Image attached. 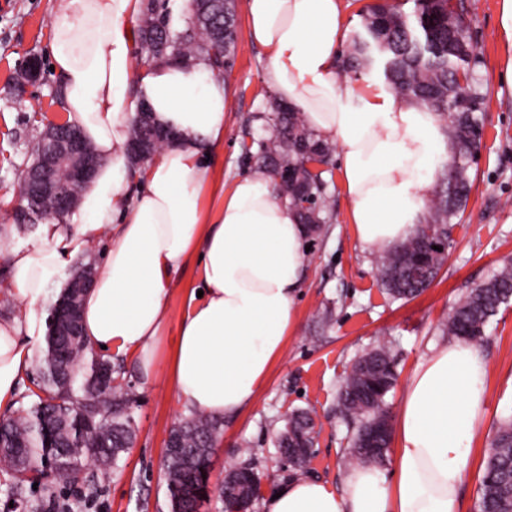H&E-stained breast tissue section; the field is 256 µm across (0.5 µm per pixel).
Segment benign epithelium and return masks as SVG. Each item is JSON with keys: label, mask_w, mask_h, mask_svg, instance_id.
Masks as SVG:
<instances>
[{"label": "benign epithelium", "mask_w": 512, "mask_h": 512, "mask_svg": "<svg viewBox=\"0 0 512 512\" xmlns=\"http://www.w3.org/2000/svg\"><path fill=\"white\" fill-rule=\"evenodd\" d=\"M22 81L18 92H24L27 86L41 81V62L35 55L28 56L21 65ZM172 135L163 128L156 129L150 144L129 143V153L144 156L152 152L158 144L171 139ZM99 165V157L94 148L68 124L59 118L49 120L40 137L35 160L23 166L19 172L18 207L21 211L43 217V208L39 206L45 199L51 203V216L58 219L68 217L76 208L80 194L92 179ZM96 276L90 264L81 266L67 282V287L86 291ZM53 312L57 321L64 327L76 332L78 305L65 296L54 304Z\"/></svg>", "instance_id": "1"}]
</instances>
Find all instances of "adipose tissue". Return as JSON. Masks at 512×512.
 Masks as SVG:
<instances>
[{
  "instance_id": "adipose-tissue-1",
  "label": "adipose tissue",
  "mask_w": 512,
  "mask_h": 512,
  "mask_svg": "<svg viewBox=\"0 0 512 512\" xmlns=\"http://www.w3.org/2000/svg\"><path fill=\"white\" fill-rule=\"evenodd\" d=\"M141 0H58L49 51L64 110L102 162L85 187L80 221L49 216L35 244L7 246L12 292L28 312L0 319V401L14 396L30 364L24 342L44 336L36 309L71 260L107 238L103 267L85 295L87 348L136 353L145 376L170 305L183 312L168 370L178 398L215 418L255 401L298 328L307 228L260 174L237 177L216 205L206 157L224 141L227 91L210 68L159 61L135 68L134 20ZM248 39L268 56L269 85L297 106L305 124L336 142L341 183L357 241L383 252L412 234L452 145L435 115L370 78L339 81L344 39L339 0H246ZM176 133L135 182H127L128 124L137 99ZM198 259V287L174 277ZM487 362L467 341L435 349L408 380L397 422L392 479L369 466L347 475L343 491L315 479L279 483L264 512H462L460 486L476 465Z\"/></svg>"
}]
</instances>
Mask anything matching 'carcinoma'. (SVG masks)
Segmentation results:
<instances>
[{"label": "carcinoma", "instance_id": "carcinoma-1", "mask_svg": "<svg viewBox=\"0 0 512 512\" xmlns=\"http://www.w3.org/2000/svg\"><path fill=\"white\" fill-rule=\"evenodd\" d=\"M413 11L376 4L363 15L361 30L352 37L342 61L346 73L368 74L378 68L398 96L448 118L444 132L453 144L448 165L436 173L427 217L416 231L380 257L379 280L395 301L419 296L433 283L446 261L434 246L450 237L460 223L472 187L470 168L482 131L479 93L470 67L472 43H462L448 29V0H412ZM197 14L193 26L186 14L174 9L171 0H142L136 20L134 56L136 65L152 61L205 62L212 70L230 75L235 64L239 31L236 0H197L189 6ZM466 81L469 110L448 117V100L457 96V77ZM272 128L269 137L247 142L251 126L241 138L242 153L253 162L255 172L269 177L280 196L294 204L305 194L312 202L299 210L309 235L322 233L332 223L329 182L325 172L313 173L306 163L313 156L329 165L335 147L303 122L300 110L277 100L269 102V114L256 116ZM151 138L148 125L137 115L129 122V140ZM288 167L295 179L278 182L280 169ZM512 300V258L503 261L485 282L470 289L440 324L450 339L477 344L500 307ZM367 366L347 374L338 390L340 414L353 425L350 461L359 464L384 462L391 439L366 453L359 448L364 433L387 423L386 396L394 387L396 372L390 352L380 347L362 356ZM121 366L109 359L88 355L82 336H69L56 323H47L45 348L39 359L33 387L21 393L16 414L0 418V491L13 502V512H43L49 503L54 512H76L81 499L58 501L49 490V479L76 478L88 466L102 470L117 465L120 454L131 447L135 433L131 405L136 395L119 381ZM221 422L193 411L174 424L170 439L179 450L164 457V476L171 512H193L196 497L188 487L195 482L205 497L216 496L222 512L250 510L258 486L235 480L208 489L214 444ZM315 417L308 411L288 414L278 447L288 449L296 479L306 473L316 439ZM46 489L47 503L30 500L33 484ZM478 512H512V417L503 420L483 459Z\"/></svg>", "mask_w": 512, "mask_h": 512}]
</instances>
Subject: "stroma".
<instances>
[{
    "instance_id": "35a3bbf8",
    "label": "stroma",
    "mask_w": 512,
    "mask_h": 512,
    "mask_svg": "<svg viewBox=\"0 0 512 512\" xmlns=\"http://www.w3.org/2000/svg\"><path fill=\"white\" fill-rule=\"evenodd\" d=\"M467 33L476 47L471 62L482 106L483 137L472 166L474 189L463 221L454 225L448 257L433 285L421 296L390 301L378 280V253L362 247L349 220L348 202L339 173H331L329 189L335 220L327 233L308 238L305 279L296 306L299 330L289 337L255 404L240 416L225 419L213 457L212 481L242 462L255 467L261 494L288 478V466L274 446L290 411H312L319 433L309 476L343 490L351 470V430L336 409L339 385L352 363L372 348L390 347L398 373L387 396L389 414L398 417L409 376L424 356L445 344L439 324L458 299L487 280L503 259L512 258V96L501 94V55L496 38L498 0H463ZM57 0H0V225H9L11 245L36 240L34 226L23 223L17 209L18 172L29 159V147L43 125L41 113L62 115L56 101L58 80L48 56L50 18ZM37 55L43 80L18 93L20 63ZM263 49L240 34L233 71L228 79L230 103L224 115V145L217 181L232 185L251 173L241 147V130L251 125L255 137L265 134L255 121L271 89ZM331 309L329 322L319 312ZM181 305L172 302L158 349L157 370L144 377L137 355H123L124 378L136 401L130 412L136 428L132 448L117 468L98 474V494L87 512H171L164 477V442L188 410L176 396L167 357L175 340ZM489 371L483 430L475 444L484 457L497 427L512 415V302L502 306L480 344Z\"/></svg>"
}]
</instances>
